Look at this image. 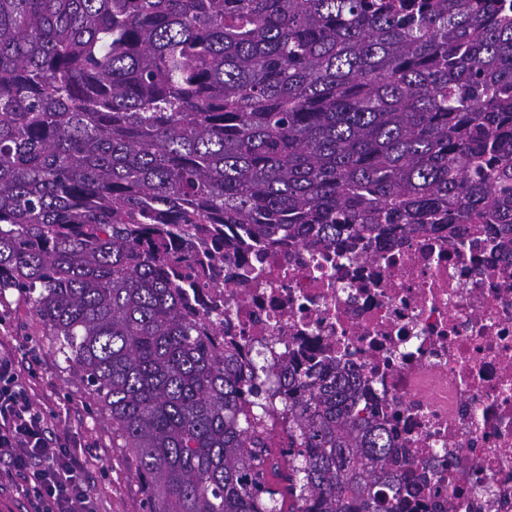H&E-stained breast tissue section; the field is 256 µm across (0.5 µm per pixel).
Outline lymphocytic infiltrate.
<instances>
[{
    "label": "lymphocytic infiltrate",
    "instance_id": "lymphocytic-infiltrate-1",
    "mask_svg": "<svg viewBox=\"0 0 512 512\" xmlns=\"http://www.w3.org/2000/svg\"><path fill=\"white\" fill-rule=\"evenodd\" d=\"M0 465L22 493L26 512H94L83 465L53 439L46 415L21 385L8 349L0 347Z\"/></svg>",
    "mask_w": 512,
    "mask_h": 512
}]
</instances>
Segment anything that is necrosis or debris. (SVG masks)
I'll list each match as a JSON object with an SVG mask.
<instances>
[{
    "instance_id": "obj_1",
    "label": "necrosis or debris",
    "mask_w": 512,
    "mask_h": 512,
    "mask_svg": "<svg viewBox=\"0 0 512 512\" xmlns=\"http://www.w3.org/2000/svg\"><path fill=\"white\" fill-rule=\"evenodd\" d=\"M209 289L243 372L271 337L300 360L341 358L369 385L415 468V512H512V255L483 224L324 253L238 255Z\"/></svg>"
}]
</instances>
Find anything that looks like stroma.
I'll return each mask as SVG.
<instances>
[{
  "instance_id": "35a3bbf8",
  "label": "stroma",
  "mask_w": 512,
  "mask_h": 512,
  "mask_svg": "<svg viewBox=\"0 0 512 512\" xmlns=\"http://www.w3.org/2000/svg\"><path fill=\"white\" fill-rule=\"evenodd\" d=\"M0 342L12 351L32 402L51 420L55 436H68L85 462L97 512H145L134 458L112 445V423L87 391L61 369L47 348L43 327L29 306L0 302Z\"/></svg>"
}]
</instances>
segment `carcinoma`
I'll list each match as a JSON object with an SVG mask.
<instances>
[{
	"instance_id": "cac0c4a2",
	"label": "carcinoma",
	"mask_w": 512,
	"mask_h": 512,
	"mask_svg": "<svg viewBox=\"0 0 512 512\" xmlns=\"http://www.w3.org/2000/svg\"><path fill=\"white\" fill-rule=\"evenodd\" d=\"M433 224L512 254V0H0V300L109 417L146 512L409 507L361 376L245 378L199 308L253 246Z\"/></svg>"
}]
</instances>
